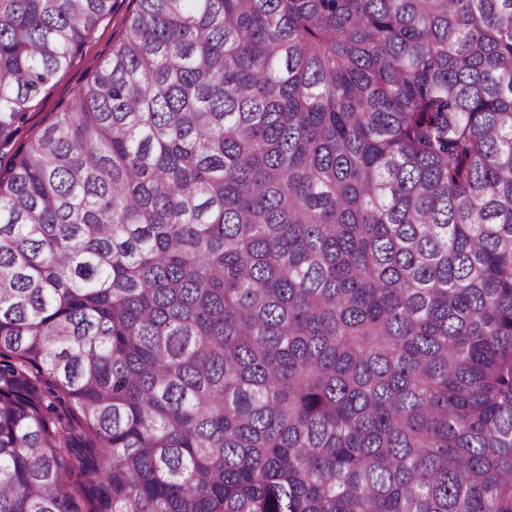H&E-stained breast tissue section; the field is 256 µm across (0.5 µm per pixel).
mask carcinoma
I'll return each instance as SVG.
<instances>
[{"instance_id": "obj_1", "label": "carcinoma", "mask_w": 512, "mask_h": 512, "mask_svg": "<svg viewBox=\"0 0 512 512\" xmlns=\"http://www.w3.org/2000/svg\"><path fill=\"white\" fill-rule=\"evenodd\" d=\"M111 9L0 0V512H512V0H136L13 148ZM131 0H112V11L100 23L93 37L72 64L59 71L28 111V119L17 133V141L37 134L60 112L73 94L87 81V73L97 61L112 52V43L123 34L133 8Z\"/></svg>"}]
</instances>
